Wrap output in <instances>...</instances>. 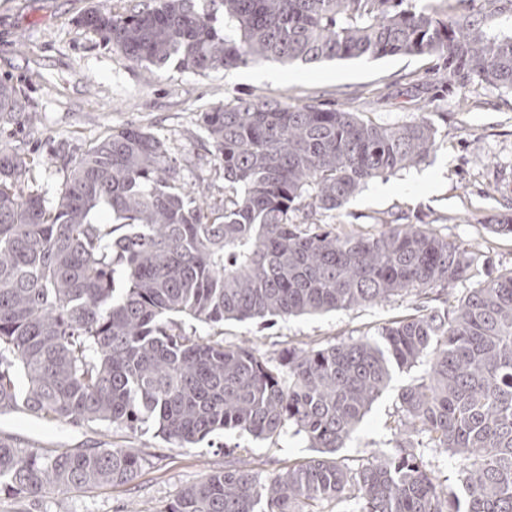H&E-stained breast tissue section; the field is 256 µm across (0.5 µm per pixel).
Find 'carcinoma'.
<instances>
[{
  "instance_id": "carcinoma-1",
  "label": "carcinoma",
  "mask_w": 512,
  "mask_h": 512,
  "mask_svg": "<svg viewBox=\"0 0 512 512\" xmlns=\"http://www.w3.org/2000/svg\"><path fill=\"white\" fill-rule=\"evenodd\" d=\"M138 0L85 12L136 63L206 75L249 63L362 56L434 57L448 88L512 91V35L491 31L512 0ZM0 82V114L28 112ZM224 166V203L206 209L178 180L177 159L138 126L114 129L65 159L56 203L32 188L33 160L0 149V413L46 421H151L182 448L211 435L277 438L288 428L317 456L261 479L234 462L182 489L166 512H512V268L452 309L395 320L375 337L290 346L272 364L246 344L191 336L174 320L314 315L471 280L482 254L425 224L372 234L296 223L342 209L370 180L436 149L431 120L382 125L341 108L268 100L203 114ZM400 437L366 461L336 452L389 385ZM461 458L444 489L425 449ZM141 457L123 448L44 454L0 440V487L17 495L132 482Z\"/></svg>"
}]
</instances>
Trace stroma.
Listing matches in <instances>:
<instances>
[{"mask_svg": "<svg viewBox=\"0 0 512 512\" xmlns=\"http://www.w3.org/2000/svg\"><path fill=\"white\" fill-rule=\"evenodd\" d=\"M101 4L125 13L130 0H0V80L12 83L37 108L33 123L0 116V148L34 158L33 173L47 201H55L66 174L53 152L78 154L107 131L135 125L160 137L181 162L187 186L205 183L210 200H224V167L201 115L226 102L270 99L314 101L386 125L429 118L437 149L422 163L368 182L344 208L318 212L320 224L340 231L374 232L380 219L426 224L462 247H479L485 271L512 267V234L491 231L487 220L512 216V92L488 85L442 90L429 56L363 57L314 64L252 63L197 75L175 64H137L105 46L77 19ZM415 294L315 316L228 321L218 326L185 319L187 331L249 343L270 361L292 345H323L376 334L412 314ZM423 366L397 369L338 455L367 459L391 448L390 424L401 388ZM0 438L42 451L55 448H124L138 451L140 475L118 487L69 490L26 498L0 490V512H166L179 491L204 474L223 470L229 457L269 476L312 457L294 431L273 440L227 433L190 447L165 441L152 424L138 430L105 423L74 426L21 413L0 415Z\"/></svg>", "mask_w": 512, "mask_h": 512, "instance_id": "35a3bbf8", "label": "stroma"}]
</instances>
